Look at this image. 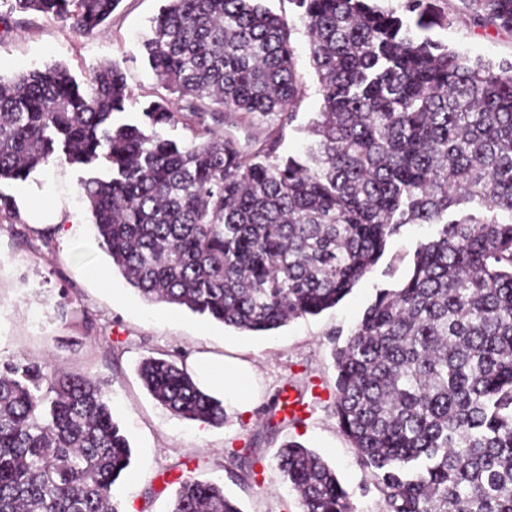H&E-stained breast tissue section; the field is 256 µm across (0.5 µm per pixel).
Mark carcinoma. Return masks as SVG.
Here are the masks:
<instances>
[{
    "mask_svg": "<svg viewBox=\"0 0 512 512\" xmlns=\"http://www.w3.org/2000/svg\"><path fill=\"white\" fill-rule=\"evenodd\" d=\"M119 2L12 10L89 35ZM290 2L322 98L308 159L223 131L227 115L296 120L305 89L286 19L264 0H164L144 49L169 96L132 123L118 118L132 94L116 61L83 84L59 66L0 77V181L55 159L87 169L98 244L126 282L250 332L336 306L401 227L435 225L408 279L334 347L336 418L384 512H512V61H472L426 35L448 21L429 0ZM461 3L512 31V0ZM179 122L186 143L157 132ZM138 374L173 415L224 422V402L176 359L145 357ZM130 461L96 381L0 363V512H118ZM277 467L302 512H353L317 452L289 443ZM171 512L242 510L186 475Z\"/></svg>",
    "mask_w": 512,
    "mask_h": 512,
    "instance_id": "obj_1",
    "label": "carcinoma"
}]
</instances>
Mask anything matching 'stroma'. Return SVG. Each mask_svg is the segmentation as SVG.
Listing matches in <instances>:
<instances>
[{
	"label": "stroma",
	"mask_w": 512,
	"mask_h": 512,
	"mask_svg": "<svg viewBox=\"0 0 512 512\" xmlns=\"http://www.w3.org/2000/svg\"><path fill=\"white\" fill-rule=\"evenodd\" d=\"M431 2L450 18L448 26L431 30L433 39L473 59L512 61V33L474 25L460 0ZM266 4L291 28L305 95L292 126L282 130L273 121L255 120L235 133L258 141L280 133L282 152L302 155L312 142L305 126L321 106L307 36L290 0ZM161 5L121 0L104 30L86 36L53 16L18 13L12 0H0V13L12 16L9 30L0 31V76L62 65L82 82L93 69L116 61L133 95L123 118L135 120L143 103L164 93L143 48ZM87 176L83 167L55 160L25 181L0 183V193L18 202L15 215L0 218V361L24 357L62 365L101 384L132 450L114 487L119 512H168L182 474L222 485L242 512H300L277 470V454L291 441L335 469L355 512H383L372 473L338 426L333 349L380 290L406 280L417 244L434 234V226H403L336 307L273 331L242 332L139 296L95 239L81 189ZM202 354L249 369L250 411L227 408L219 425L181 419L151 397L137 373L148 356H172L189 366ZM291 389L315 392L308 414L297 420L275 407L278 394Z\"/></svg>",
	"instance_id": "obj_1"
}]
</instances>
